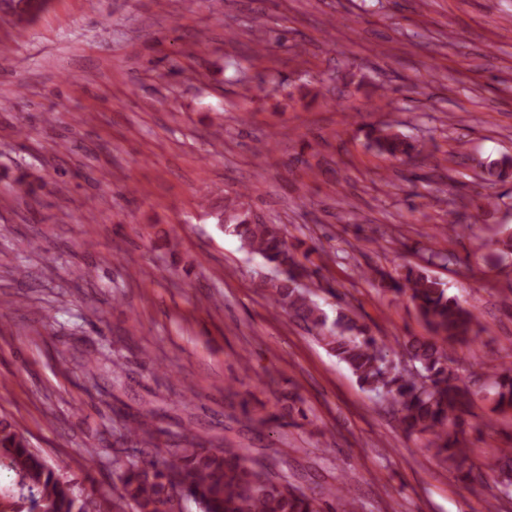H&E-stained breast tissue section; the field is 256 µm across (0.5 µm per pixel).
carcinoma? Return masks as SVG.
Segmentation results:
<instances>
[{"label": "carcinoma", "instance_id": "cac0c4a2", "mask_svg": "<svg viewBox=\"0 0 512 512\" xmlns=\"http://www.w3.org/2000/svg\"><path fill=\"white\" fill-rule=\"evenodd\" d=\"M367 147L397 159L412 156L415 146L407 137L387 127L367 134ZM483 180L499 182L512 175V157L481 164ZM239 192L216 215L224 233L235 236L243 249L260 256L277 276L268 282L269 300L303 326L331 354L345 363L361 388L386 398L402 432L428 437V449L448 470L463 479L473 478L466 467V416L473 397L482 394L492 402V412L512 415V368L499 367L474 391L454 368L448 344H468L483 331L478 315L448 292L426 265L408 267L393 276L376 268L361 270L367 280L379 281L415 307L428 335L409 336L401 348L412 369L405 370L390 349L373 336L367 325L348 309L328 314L313 299V277L287 244L281 224L252 220L239 202ZM490 259L512 257V227L501 226L491 241ZM146 419L126 428L123 440L131 445V459L119 476L117 499L102 495L58 467L32 447L14 420L0 417V465L14 474L11 488L0 491L9 512H174L173 501L191 499L200 512H337L334 502H345L342 512H358L357 500L347 483L308 493L278 484V475L253 462L240 450L208 446L197 436L184 437L177 448L159 456L140 448L152 442ZM494 467L505 496H512V448L498 449Z\"/></svg>", "mask_w": 512, "mask_h": 512}]
</instances>
